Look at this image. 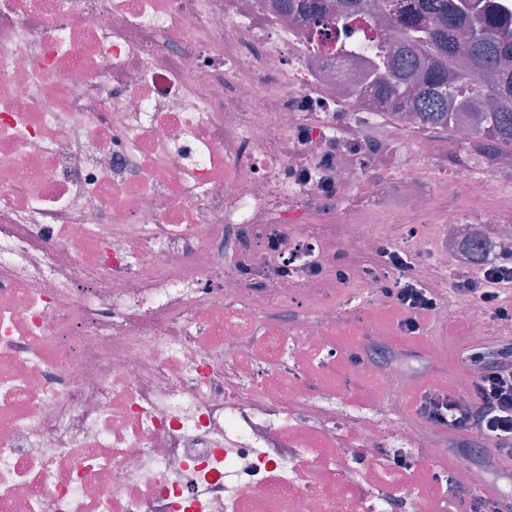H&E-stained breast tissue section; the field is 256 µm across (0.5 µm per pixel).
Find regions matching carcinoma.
<instances>
[{"mask_svg": "<svg viewBox=\"0 0 512 512\" xmlns=\"http://www.w3.org/2000/svg\"><path fill=\"white\" fill-rule=\"evenodd\" d=\"M363 13L378 31L361 67L379 106L428 127L466 123L485 169L512 150V10L495 0H299L289 19L337 28ZM465 248L470 265L487 261L485 244Z\"/></svg>", "mask_w": 512, "mask_h": 512, "instance_id": "1", "label": "carcinoma"}]
</instances>
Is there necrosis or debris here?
<instances>
[{"label":"necrosis or debris","mask_w":512,"mask_h":512,"mask_svg":"<svg viewBox=\"0 0 512 512\" xmlns=\"http://www.w3.org/2000/svg\"><path fill=\"white\" fill-rule=\"evenodd\" d=\"M279 3L0 0V512H448L393 464L447 457L415 377L334 338L397 346L380 241L512 253V186L345 95L367 25L312 60Z\"/></svg>","instance_id":"1"}]
</instances>
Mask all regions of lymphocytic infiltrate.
<instances>
[{"mask_svg":"<svg viewBox=\"0 0 512 512\" xmlns=\"http://www.w3.org/2000/svg\"><path fill=\"white\" fill-rule=\"evenodd\" d=\"M415 267L407 250L390 243L381 246L372 265L383 274L379 288L386 304L397 313L399 325L412 334L422 329L440 304L439 295L416 279ZM511 284L512 254L488 269L451 274L453 294L469 300L498 326L491 349L495 361L468 379L463 393L428 390L416 406L432 426L489 443L491 449L482 458L489 466L512 462V294L507 291Z\"/></svg>","mask_w":512,"mask_h":512,"instance_id":"1","label":"lymphocytic infiltrate"}]
</instances>
